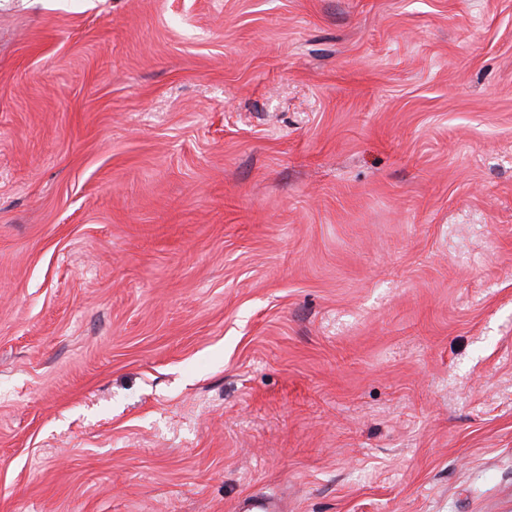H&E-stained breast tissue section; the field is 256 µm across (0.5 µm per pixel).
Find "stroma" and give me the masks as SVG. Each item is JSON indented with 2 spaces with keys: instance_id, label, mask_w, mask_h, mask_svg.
Wrapping results in <instances>:
<instances>
[{
  "instance_id": "35a3bbf8",
  "label": "stroma",
  "mask_w": 512,
  "mask_h": 512,
  "mask_svg": "<svg viewBox=\"0 0 512 512\" xmlns=\"http://www.w3.org/2000/svg\"><path fill=\"white\" fill-rule=\"evenodd\" d=\"M512 512V0H0V512Z\"/></svg>"
}]
</instances>
